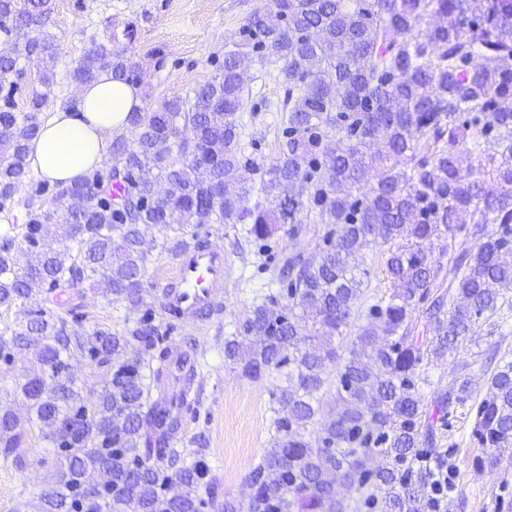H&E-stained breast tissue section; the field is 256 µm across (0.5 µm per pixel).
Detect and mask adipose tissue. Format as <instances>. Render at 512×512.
<instances>
[{"label": "adipose tissue", "mask_w": 512, "mask_h": 512, "mask_svg": "<svg viewBox=\"0 0 512 512\" xmlns=\"http://www.w3.org/2000/svg\"><path fill=\"white\" fill-rule=\"evenodd\" d=\"M142 105L140 91L104 74L84 86L76 110L56 109L29 144L30 169L41 178L71 184L100 166L108 136L128 128Z\"/></svg>", "instance_id": "obj_1"}]
</instances>
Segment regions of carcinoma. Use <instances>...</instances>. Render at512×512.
I'll return each mask as SVG.
<instances>
[{
	"label": "carcinoma",
	"instance_id": "1",
	"mask_svg": "<svg viewBox=\"0 0 512 512\" xmlns=\"http://www.w3.org/2000/svg\"><path fill=\"white\" fill-rule=\"evenodd\" d=\"M51 10L52 0H3L13 26H0V37L39 30ZM427 15L437 24L421 36ZM135 39L131 24L112 34L73 79L110 73L139 85L127 54ZM242 48L281 62L283 140L266 168L241 146ZM55 54L37 35L0 60L16 75L0 95L1 212L30 173L27 144L42 126ZM19 57L43 65V91L17 77ZM192 94L190 105L133 111L134 139L116 136L104 167L68 186L39 183L53 210L27 203L24 262L16 236L0 235V307L35 288L67 306L64 317L43 311L0 335V362L35 346L38 364L59 375L50 384L41 370L20 385L70 475L41 491L43 512H240L233 499L218 502L204 448L188 463L173 448L194 360H168L172 326L155 321L146 299L139 227H157L163 250L175 230L208 243L199 232L207 224H245L265 243L298 236L313 213L327 224L315 252L281 255L280 288L224 338L242 377H280L269 390L270 448L245 476L248 512H449L462 444L478 449L466 456L474 469L512 457V0H271ZM19 98L28 111H16ZM381 129L384 151L366 156L360 146ZM226 170L239 184L228 195L218 188ZM257 177L264 201L251 205ZM367 180L371 191L356 194ZM90 182L101 190L85 202ZM371 244L389 282L380 296L363 288L360 259ZM86 281L141 316L122 332L85 333L86 315L66 291ZM361 311L366 324L345 347ZM480 333L494 339L490 352L459 356ZM75 356L112 369L90 407L66 374ZM446 360L448 387H436L430 368ZM25 436L0 407L3 463L21 465L13 453ZM104 467L114 470L113 491L93 484Z\"/></svg>",
	"mask_w": 512,
	"mask_h": 512
}]
</instances>
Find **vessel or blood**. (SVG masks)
I'll use <instances>...</instances> for the list:
<instances>
[{"label": "vessel or blood", "mask_w": 512, "mask_h": 512, "mask_svg": "<svg viewBox=\"0 0 512 512\" xmlns=\"http://www.w3.org/2000/svg\"><path fill=\"white\" fill-rule=\"evenodd\" d=\"M228 269L224 248L218 243L180 250L172 278L174 291L161 300L163 317L170 322L209 320L222 306Z\"/></svg>", "instance_id": "b4317fda"}]
</instances>
